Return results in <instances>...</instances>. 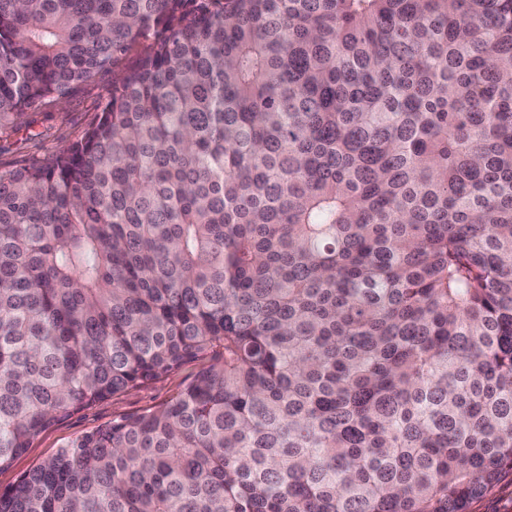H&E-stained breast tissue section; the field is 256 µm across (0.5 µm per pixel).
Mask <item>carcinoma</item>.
<instances>
[{
	"instance_id": "obj_1",
	"label": "carcinoma",
	"mask_w": 512,
	"mask_h": 512,
	"mask_svg": "<svg viewBox=\"0 0 512 512\" xmlns=\"http://www.w3.org/2000/svg\"><path fill=\"white\" fill-rule=\"evenodd\" d=\"M0 512H469L512 475V0H0ZM136 59V54L131 53L115 68L99 73L94 80L81 86L62 104L28 112L26 119L34 121L31 131L42 132V136L29 139L24 127L10 135H0V167H8L23 157L47 156L76 140L108 99L112 81L134 66ZM196 366V363L187 364L162 381L110 397L62 418L43 433L31 448L0 470V487L14 483L23 473L56 453L70 440L123 416L162 405L181 390Z\"/></svg>"
}]
</instances>
